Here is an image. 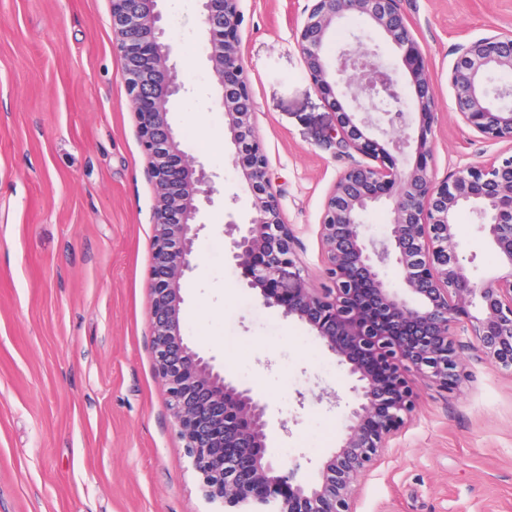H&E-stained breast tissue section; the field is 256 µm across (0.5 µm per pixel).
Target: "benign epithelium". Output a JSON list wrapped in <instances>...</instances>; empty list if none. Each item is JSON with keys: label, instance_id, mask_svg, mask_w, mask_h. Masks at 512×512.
I'll return each mask as SVG.
<instances>
[{"label": "benign epithelium", "instance_id": "7a95c632", "mask_svg": "<svg viewBox=\"0 0 512 512\" xmlns=\"http://www.w3.org/2000/svg\"><path fill=\"white\" fill-rule=\"evenodd\" d=\"M113 51L120 62L136 135L147 158L154 192L152 264L148 275L150 344L154 370L193 470L206 498L232 507L257 504L270 512H353L356 484L412 417L414 381L445 391L466 377L465 350L494 366L512 369V156L462 168L437 182L428 168L427 135L436 119L424 49L401 9V0H313L296 33L306 73L336 111L330 133L339 152L356 153L337 178L321 224L325 282L302 275L297 238L282 217L268 160L254 124L255 103L240 53L239 0H199L210 78L221 91L224 123L234 146L233 165L251 196L247 221L228 222L232 257L247 286L267 308L306 324L351 380V399L330 394L345 408L336 450L312 485L283 472L267 456L274 419L269 403L224 377L215 357L185 336L181 280L192 270L195 220L213 204V175L189 154L170 112L191 89L178 81L164 42L160 0H110ZM361 18L402 52L414 95H401L378 53L357 38L331 66L325 46L340 23ZM448 72L453 111L460 123L488 141L512 142V86L493 85L512 75V34H488L454 48ZM419 121V134L409 130ZM387 204L390 224L382 240H368L362 216ZM468 209L492 240L497 274L471 279L456 235V216ZM400 269L407 293L381 271ZM479 306L478 314L470 312ZM461 322L474 340L453 331Z\"/></svg>", "mask_w": 512, "mask_h": 512}]
</instances>
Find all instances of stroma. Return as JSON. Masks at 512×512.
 <instances>
[{
	"instance_id": "1",
	"label": "stroma",
	"mask_w": 512,
	"mask_h": 512,
	"mask_svg": "<svg viewBox=\"0 0 512 512\" xmlns=\"http://www.w3.org/2000/svg\"><path fill=\"white\" fill-rule=\"evenodd\" d=\"M312 0H240L241 52L282 214L312 284L320 222L350 163L336 114L295 45ZM425 50L438 121L436 178L512 155L458 122L452 49L512 32V0H401ZM110 0H0V512H219L205 497L155 376L149 343L153 190L112 48ZM165 41L192 89L172 123L215 176L182 288L186 334L287 430L268 450L317 482L343 430L349 380L308 326L262 305L230 252L250 200L216 101L198 0H162ZM458 232L469 274L498 257L473 215ZM457 389L419 388L416 412L356 486L353 512H512V372L464 352Z\"/></svg>"
}]
</instances>
